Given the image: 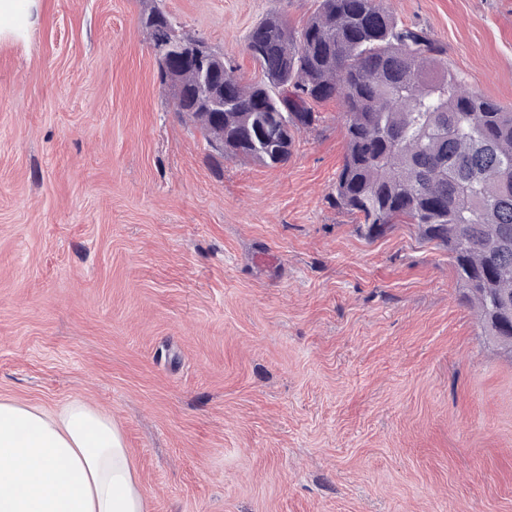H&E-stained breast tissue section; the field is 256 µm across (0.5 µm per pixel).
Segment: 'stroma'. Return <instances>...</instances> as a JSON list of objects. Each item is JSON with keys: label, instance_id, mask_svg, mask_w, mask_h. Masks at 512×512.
<instances>
[{"label": "stroma", "instance_id": "obj_1", "mask_svg": "<svg viewBox=\"0 0 512 512\" xmlns=\"http://www.w3.org/2000/svg\"><path fill=\"white\" fill-rule=\"evenodd\" d=\"M512 111V0H379ZM0 27V401L98 405L146 512H512V352L448 253L337 206L338 101L286 163L174 112L159 7L245 81L314 0H20Z\"/></svg>", "mask_w": 512, "mask_h": 512}]
</instances>
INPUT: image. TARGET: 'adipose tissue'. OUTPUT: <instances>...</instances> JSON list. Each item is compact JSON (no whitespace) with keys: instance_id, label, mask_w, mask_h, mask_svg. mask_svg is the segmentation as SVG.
Here are the masks:
<instances>
[{"instance_id":"obj_1","label":"adipose tissue","mask_w":512,"mask_h":512,"mask_svg":"<svg viewBox=\"0 0 512 512\" xmlns=\"http://www.w3.org/2000/svg\"><path fill=\"white\" fill-rule=\"evenodd\" d=\"M120 430L92 401H0V512H144Z\"/></svg>"}]
</instances>
